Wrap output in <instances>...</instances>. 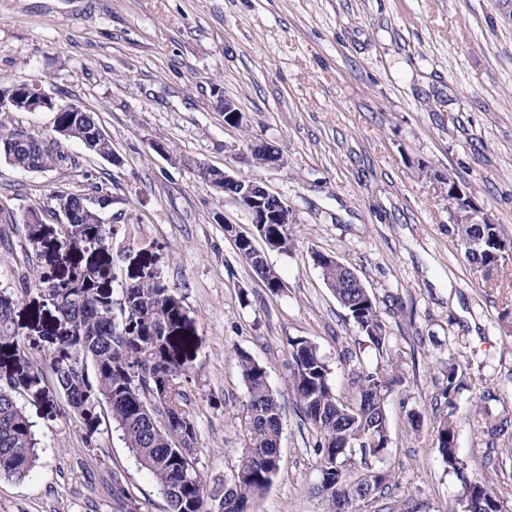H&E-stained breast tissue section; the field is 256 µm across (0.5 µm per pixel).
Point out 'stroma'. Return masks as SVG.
Segmentation results:
<instances>
[{
  "label": "stroma",
  "mask_w": 512,
  "mask_h": 512,
  "mask_svg": "<svg viewBox=\"0 0 512 512\" xmlns=\"http://www.w3.org/2000/svg\"><path fill=\"white\" fill-rule=\"evenodd\" d=\"M0 80L38 84L94 112L113 158L61 141L66 175L0 160V290L34 367L48 369L68 333L16 268L24 219L56 191L102 186L116 226L135 222L148 252L80 248L61 254L59 225L28 253L40 269L93 261L119 291L146 268L183 299L196 332L185 403L197 426L196 469L231 482L248 439L237 352L264 366L283 407L280 470L251 512H323L315 436L288 388V340L314 342L337 397L357 379L397 378L387 400L391 473L365 512H455L462 485L435 447L433 422L452 414L468 476L492 483L512 512V254L491 279L474 273L448 222V181L512 237V0H0ZM244 113L225 126L213 87ZM278 147L284 165L234 158L245 137ZM164 139L170 156L151 144ZM262 180L293 212L295 245L267 261L284 288L270 293L224 231L248 216L200 166ZM355 270L379 299L388 334L376 351L323 282L314 253ZM456 364L457 408L441 396ZM39 460L23 481L0 477V512H167L153 478L110 417L88 428L52 379L19 391ZM507 418L501 434L487 415ZM120 481L123 497L112 495Z\"/></svg>",
  "instance_id": "35a3bbf8"
}]
</instances>
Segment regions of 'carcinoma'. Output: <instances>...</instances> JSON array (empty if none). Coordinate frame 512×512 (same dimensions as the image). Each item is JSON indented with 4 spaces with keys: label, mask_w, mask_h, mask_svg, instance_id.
<instances>
[{
    "label": "carcinoma",
    "mask_w": 512,
    "mask_h": 512,
    "mask_svg": "<svg viewBox=\"0 0 512 512\" xmlns=\"http://www.w3.org/2000/svg\"><path fill=\"white\" fill-rule=\"evenodd\" d=\"M8 113L0 110V159L24 171L63 172L71 157L59 150L57 142H46L24 130L8 126ZM56 123L75 132L74 139L104 158L112 156V143L96 126L92 113L60 112ZM86 194L56 191L49 197L46 212L70 213L61 225L58 249L85 244L109 246L118 237L112 224L95 216L97 207L84 209ZM448 215L456 236L463 240L483 235L490 242V253L468 257L484 279L504 259L505 237L498 224H472L471 213L454 196H448ZM275 251L292 250L291 229L272 224ZM149 246L137 224L128 225L120 248L127 251ZM239 255L272 293L283 283L269 264L257 262L248 246L237 248ZM314 262L337 302L370 344L382 350L386 341L385 324L376 296L366 288H353L345 275L322 262ZM102 277L100 265L72 264L67 273L36 271L21 276L24 290L38 286L47 294L59 318L70 327L64 344L71 349L52 360L55 386L65 396L67 409L94 420L100 419L107 405L112 422L121 431L126 447L140 466L159 486L168 512H247L249 503L263 494L279 470L281 405L271 389L266 369L251 357L239 355V365L247 388L245 427L248 445L238 460L232 491H212L193 466L197 450L195 422L181 399V381L190 380L188 352L192 336L185 334L188 321L181 297L160 274L144 273L121 286L119 298L99 303L95 295ZM15 298L0 291V355L23 362L5 375L0 383V476L21 481L37 464V440L32 423L18 406L16 393L40 386L42 373L28 362V348L14 320ZM294 368L288 386L299 400L303 416L315 433V454L319 458V480L314 495L324 504V512H338L339 502L347 512H360L365 502L362 489L373 480L351 474L356 456L363 449L351 448V434L360 429L378 442L390 439L387 398L392 379L376 369L360 377L356 403H342L330 381L331 370L318 347L302 337L289 341ZM463 380L455 364L448 365L442 396L448 414L434 423L437 450L448 470L462 481L461 512H502L499 493L487 483L464 473L458 456L457 434L452 416L456 395Z\"/></svg>",
    "instance_id": "1"
}]
</instances>
